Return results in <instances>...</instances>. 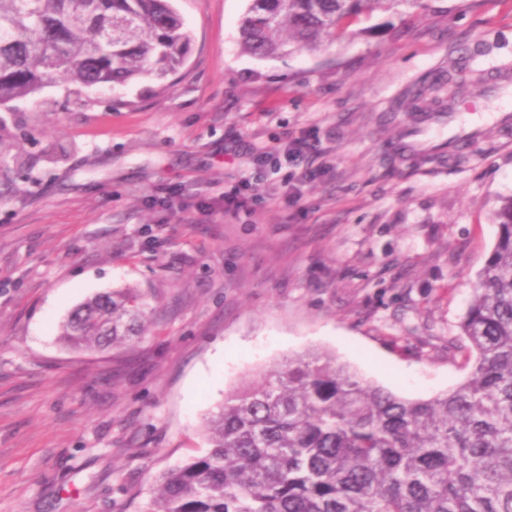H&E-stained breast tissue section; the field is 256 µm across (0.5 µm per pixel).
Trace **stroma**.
<instances>
[{
    "label": "stroma",
    "instance_id": "35a3bbf8",
    "mask_svg": "<svg viewBox=\"0 0 512 512\" xmlns=\"http://www.w3.org/2000/svg\"><path fill=\"white\" fill-rule=\"evenodd\" d=\"M192 36L165 83L57 77L0 106V512H141L201 456L207 415L307 351L405 399L469 373L460 322L512 198V137L407 152L414 111H495L512 0H417L318 51L239 44L249 0H172ZM306 137L300 166L259 165ZM246 188L248 209L197 212ZM301 198L289 205L288 182ZM135 287L139 343L77 353L69 312Z\"/></svg>",
    "mask_w": 512,
    "mask_h": 512
}]
</instances>
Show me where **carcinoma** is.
<instances>
[{
  "mask_svg": "<svg viewBox=\"0 0 512 512\" xmlns=\"http://www.w3.org/2000/svg\"><path fill=\"white\" fill-rule=\"evenodd\" d=\"M418 0H250L241 45L315 51L381 6ZM192 38L170 0H0V105L54 75L84 87L163 80ZM460 324L467 378L408 401L328 354L233 391L204 421L207 454L159 474L143 512H512V198ZM134 288L77 305L60 339L104 352L146 335Z\"/></svg>",
  "mask_w": 512,
  "mask_h": 512,
  "instance_id": "1",
  "label": "carcinoma"
}]
</instances>
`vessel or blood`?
<instances>
[{"mask_svg":"<svg viewBox=\"0 0 512 512\" xmlns=\"http://www.w3.org/2000/svg\"><path fill=\"white\" fill-rule=\"evenodd\" d=\"M463 104L449 108L447 114L419 115L409 130L413 139L446 135L450 145L463 146L482 139L488 126H495L499 131H512V104L498 109L492 115L491 122L464 120Z\"/></svg>","mask_w":512,"mask_h":512,"instance_id":"b4317fda","label":"vessel or blood"}]
</instances>
